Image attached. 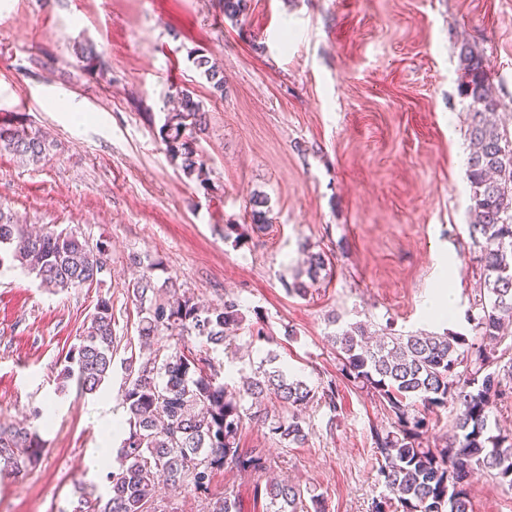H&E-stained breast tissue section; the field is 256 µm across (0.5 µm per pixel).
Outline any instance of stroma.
I'll return each instance as SVG.
<instances>
[{
  "mask_svg": "<svg viewBox=\"0 0 512 512\" xmlns=\"http://www.w3.org/2000/svg\"><path fill=\"white\" fill-rule=\"evenodd\" d=\"M84 40L107 74L78 66L73 45ZM464 45L483 56L500 126L512 132V0H247L235 19L222 0H0V122L54 142L35 165L0 151V207L23 224L110 243V270L91 286L49 292L21 271L0 274V424L32 422L37 410L51 421L39 430L42 463L0 476V512H57L79 485L106 494L98 451L120 443L107 425L138 341L136 255L156 261V284L176 278L211 306L240 299L231 346L211 353L229 386L270 359L309 386L340 383L337 412L307 408L305 444L273 442L245 421L241 448L265 449L271 466L252 476L227 468L213 485L233 490L240 512H266L254 488L272 476L315 489L327 512H372L381 489L369 430L387 415L341 380L330 336L352 323L375 334L472 332ZM193 50L222 63L223 95L194 68ZM181 89L207 113L206 191L159 137ZM256 193L271 218L260 233L246 218ZM229 224L245 227L241 240L225 237ZM305 245L328 253L331 272L291 296L283 284ZM442 285L457 295L449 324L427 316ZM102 297L118 341L112 376L92 396L58 392ZM471 501L473 512H512V489L482 474Z\"/></svg>",
  "mask_w": 512,
  "mask_h": 512,
  "instance_id": "35a3bbf8",
  "label": "stroma"
}]
</instances>
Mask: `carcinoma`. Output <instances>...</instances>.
<instances>
[{"mask_svg":"<svg viewBox=\"0 0 512 512\" xmlns=\"http://www.w3.org/2000/svg\"><path fill=\"white\" fill-rule=\"evenodd\" d=\"M86 71L103 75L105 63L92 43L75 51ZM464 80L461 94L469 99L470 186L468 233L477 247V289L466 320L478 339L453 331L443 334L393 333L372 342L361 324L338 329L331 341L340 356V375L376 396L390 419L375 426L371 437L382 487L372 512H472L470 485L484 472L512 489V434L493 429L497 404L512 397V346L502 347L506 325L512 322V137L488 118L498 110L481 55L462 46ZM193 63L213 89L224 92L223 67L200 55ZM206 112L189 90L177 92V107L165 113L159 136L170 161L186 178L211 187L198 153L197 134L204 130ZM51 149L40 130L23 124L0 123V151L23 162L37 163ZM267 199L249 201L253 228L269 222ZM110 244L90 243L78 232H33L0 207V268L20 267L39 285L55 292L91 286L105 273ZM329 265L323 251L311 252L292 281L283 282L288 295L304 297ZM143 268L132 284L139 305V350L126 358L121 394L128 430L107 462V499L82 495L73 512H170L159 496L163 484L173 493L188 491L209 506L208 512H240L234 492L212 485L214 472L231 466L241 473L267 468L265 449L242 451L240 433L246 419H255L269 438L302 444L309 425L302 412L312 403L335 412L336 381L321 389L290 377L283 370L259 366L242 389L219 380L206 351L191 338H203L218 348L231 345L228 331L243 322L242 305L226 296L217 307H203L180 292L170 279L158 286ZM169 334L171 342L155 339ZM116 336L112 304L98 300L89 324L65 357L59 386L75 383L83 394H94L112 375ZM277 400L287 414L251 415L244 397ZM459 406L445 444L432 445L429 413L448 404ZM44 445L37 428L27 424L0 426V474H24L43 459ZM270 512H326L324 498L296 483L271 482L263 489Z\"/></svg>","mask_w":512,"mask_h":512,"instance_id":"cac0c4a2","label":"carcinoma"}]
</instances>
